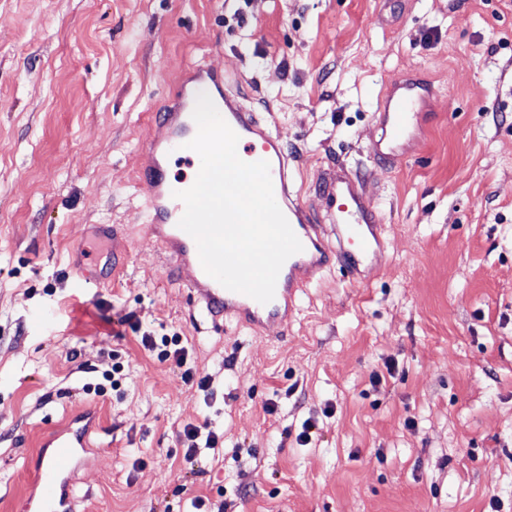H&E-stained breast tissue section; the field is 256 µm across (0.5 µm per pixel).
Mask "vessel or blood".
I'll return each instance as SVG.
<instances>
[{
  "mask_svg": "<svg viewBox=\"0 0 512 512\" xmlns=\"http://www.w3.org/2000/svg\"><path fill=\"white\" fill-rule=\"evenodd\" d=\"M195 80L198 86L208 87L216 94L215 106L238 135L237 148L243 160L268 161L276 202L303 249L285 261L274 298L266 304L227 290L204 271L194 239L178 225L185 206L175 194L188 189L189 183L170 174V165L175 161L195 172L201 167L199 155L187 147L197 133V125L193 119L196 92L186 87L181 88L173 111L166 113L160 132L151 140L149 163L139 174L147 196L146 229L163 245L176 266L190 271L188 286L212 321L228 319L262 329L286 326L297 309L299 289L325 267L338 265L349 280L356 281L368 268L379 264L382 241L377 214L362 193L358 177L340 166L326 183L330 201L327 221L315 223L289 190L291 158L280 136L246 109L221 73L202 67ZM427 94L426 85L414 80L399 85L388 96L380 134L371 148L376 161L394 163L402 158L403 144L420 120ZM94 421L93 412H80L70 425L55 432L46 442L44 454L48 464L37 468L27 498L33 512H58L59 507L69 502V477L81 452L90 446L89 432Z\"/></svg>",
  "mask_w": 512,
  "mask_h": 512,
  "instance_id": "1",
  "label": "vessel or blood"
}]
</instances>
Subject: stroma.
Wrapping results in <instances>:
<instances>
[{
  "mask_svg": "<svg viewBox=\"0 0 512 512\" xmlns=\"http://www.w3.org/2000/svg\"><path fill=\"white\" fill-rule=\"evenodd\" d=\"M198 66L281 136L313 219L339 162L379 211L384 267L324 270L283 331L213 325L143 227L147 141ZM408 79L425 116L381 166ZM84 410L76 512H512V0H0V512ZM206 419L224 446L187 461ZM428 92L425 84L414 80L399 85L388 95L379 138L371 148L376 161L395 163L403 158V143L412 128L418 126L421 107ZM161 346L164 347L160 351V356L162 360H170L175 365V367L181 369L186 365L187 362V350L184 346L181 345V337L180 336H162L160 339ZM173 346V350H170V347Z\"/></svg>",
  "mask_w": 512,
  "mask_h": 512,
  "instance_id": "1",
  "label": "stroma"
}]
</instances>
